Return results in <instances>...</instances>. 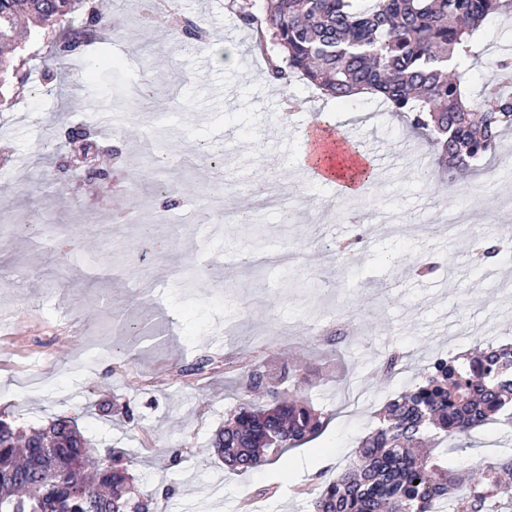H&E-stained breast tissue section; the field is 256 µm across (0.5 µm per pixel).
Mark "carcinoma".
Here are the masks:
<instances>
[{
  "instance_id": "1",
  "label": "carcinoma",
  "mask_w": 512,
  "mask_h": 512,
  "mask_svg": "<svg viewBox=\"0 0 512 512\" xmlns=\"http://www.w3.org/2000/svg\"><path fill=\"white\" fill-rule=\"evenodd\" d=\"M89 10L90 25L72 28ZM256 29L267 72L295 76L350 109L357 93H370L405 125L425 131L439 165L452 174L495 154L512 129V56L479 59L475 32L512 18V0H242L235 11ZM39 28L45 74L68 68L99 29L123 31L88 0H0V82L15 71L16 51L29 25ZM199 22L183 17L171 31L195 51L205 49ZM486 77L480 102L471 101L472 66ZM82 72L94 81L116 66L87 53ZM403 355L390 351L378 372L399 370ZM258 401H242L224 421L212 447L224 466L247 472L285 449L312 439L321 416L299 395H284L265 365L242 358L227 366ZM378 423L357 445L353 459L320 487H300L309 512H512V458L470 468L450 467L443 455H423L422 444L448 445L489 423L512 429V344L489 345L478 355L435 359L423 382L388 401ZM419 483H414V480ZM126 453L108 448L93 455L89 439L71 421L23 433L0 421V512H166V495L130 491Z\"/></svg>"
}]
</instances>
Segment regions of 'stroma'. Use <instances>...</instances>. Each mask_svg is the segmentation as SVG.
I'll list each match as a JSON object with an SVG mask.
<instances>
[{"mask_svg": "<svg viewBox=\"0 0 512 512\" xmlns=\"http://www.w3.org/2000/svg\"><path fill=\"white\" fill-rule=\"evenodd\" d=\"M224 4L178 0V9L238 47L233 69L181 50L155 24H133L99 46L116 76L88 84L72 66L74 96L18 50L31 95L18 107L14 84L0 87V211L39 222L47 239L0 226V270L26 273L0 284V309L11 314L0 329V419L22 429L72 420L95 448L125 452L140 491L174 486L168 512H241L246 500L252 512H306L296 487L335 476L383 404L436 357L512 343V287L503 285L512 252L472 260L476 241L512 243V156L449 181L433 147L385 105L346 112L302 83L269 85L250 31ZM145 72L155 99L147 112L128 92ZM317 113L388 158L366 193L343 198L335 184L284 167L306 151ZM78 124L98 128L101 148H119L111 183L74 165L63 184L40 164L69 155L64 131ZM141 129L154 151L187 157L167 172L178 199L208 210V188L223 180L222 223L183 221L167 207L152 186L159 171L136 152ZM261 184L287 194L293 222L257 207ZM460 205L470 215L463 226L449 221ZM118 211L129 219L111 224V238L87 235L90 221L111 223ZM146 220L163 251L139 250ZM422 263L433 272L418 275ZM340 322L344 340L329 343ZM395 348L407 365L382 377L377 366ZM240 357L272 368L298 361L305 382L283 388L325 418L316 438L245 475L220 467L211 448L240 397L224 365ZM505 440L486 426L449 449L448 463L498 458ZM175 448L184 451L177 464ZM262 485L275 497L251 499Z\"/></svg>", "mask_w": 512, "mask_h": 512, "instance_id": "obj_1", "label": "stroma"}]
</instances>
